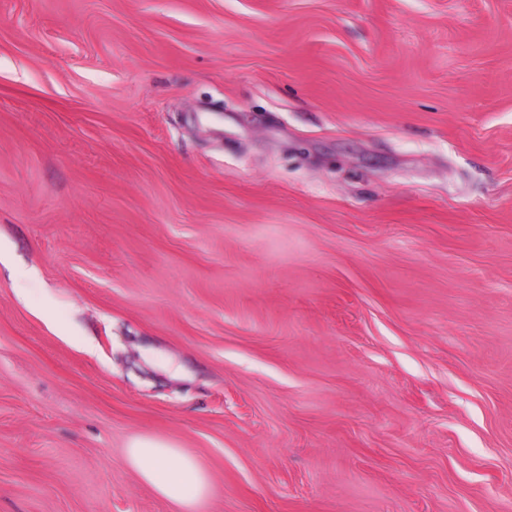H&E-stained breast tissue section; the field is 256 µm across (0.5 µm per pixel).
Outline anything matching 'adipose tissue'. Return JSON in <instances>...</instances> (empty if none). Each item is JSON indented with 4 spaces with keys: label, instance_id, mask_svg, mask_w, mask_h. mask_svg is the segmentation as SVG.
Segmentation results:
<instances>
[{
    "label": "adipose tissue",
    "instance_id": "ef3b65f1",
    "mask_svg": "<svg viewBox=\"0 0 512 512\" xmlns=\"http://www.w3.org/2000/svg\"><path fill=\"white\" fill-rule=\"evenodd\" d=\"M127 461L176 512H196L210 493L209 477L200 464L165 440L135 438L129 445Z\"/></svg>",
    "mask_w": 512,
    "mask_h": 512
}]
</instances>
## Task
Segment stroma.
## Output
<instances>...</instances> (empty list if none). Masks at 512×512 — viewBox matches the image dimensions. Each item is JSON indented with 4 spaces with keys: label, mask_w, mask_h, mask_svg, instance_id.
<instances>
[{
    "label": "stroma",
    "mask_w": 512,
    "mask_h": 512,
    "mask_svg": "<svg viewBox=\"0 0 512 512\" xmlns=\"http://www.w3.org/2000/svg\"><path fill=\"white\" fill-rule=\"evenodd\" d=\"M0 512H512V0H0ZM127 461L145 484L178 511L196 512L210 493L209 477L200 464L165 440L135 438Z\"/></svg>",
    "instance_id": "obj_1"
}]
</instances>
